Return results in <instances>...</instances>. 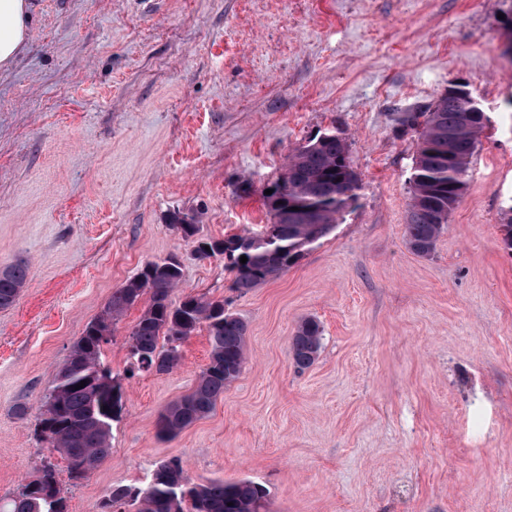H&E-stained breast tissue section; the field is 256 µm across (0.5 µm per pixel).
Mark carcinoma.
<instances>
[{"instance_id": "cac0c4a2", "label": "carcinoma", "mask_w": 512, "mask_h": 512, "mask_svg": "<svg viewBox=\"0 0 512 512\" xmlns=\"http://www.w3.org/2000/svg\"><path fill=\"white\" fill-rule=\"evenodd\" d=\"M465 101L456 94L439 98L426 112L402 119L417 128L405 238L420 256L431 255L448 216L466 188L471 158L484 129L481 119L463 122ZM288 181L276 180L273 193L263 195L271 216L259 233L237 234L222 241L198 236L200 213H175L172 228L197 237L196 252L203 258L222 256L234 274L233 288L246 293L288 270L313 243L330 233L356 199L358 175L349 145L333 132L302 144L288 155ZM246 263H240V257ZM178 262H148L112 293L101 315L89 323L59 367L46 406L41 432L50 446L64 455L70 479L90 474L111 450L112 422L123 408V391L102 362L104 345L112 341L115 326L140 298L149 304L131 327L128 359L131 370L169 373L181 361V344L205 326L210 345L209 363L192 390L161 413L157 434L172 438L205 417L235 381L246 362L243 320L224 308V301L187 295L178 305L170 301L179 286ZM28 283V265L19 262L0 269V309L11 307ZM322 326L304 319L290 341V355L300 369L310 367L321 347ZM84 384L79 389L77 385ZM266 491L242 479L195 484L178 458L164 460L144 488L112 489L104 508L132 503L136 512H265ZM0 512H68L60 495L55 466L45 463L22 492Z\"/></svg>"}]
</instances>
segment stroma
<instances>
[{
  "label": "stroma",
  "mask_w": 512,
  "mask_h": 512,
  "mask_svg": "<svg viewBox=\"0 0 512 512\" xmlns=\"http://www.w3.org/2000/svg\"><path fill=\"white\" fill-rule=\"evenodd\" d=\"M30 39L0 69V268L29 284L0 309V502L53 463L69 512H104L181 458L191 482L249 479L268 512H512V0H32ZM487 117L431 257L405 240L418 135L401 125L449 86ZM344 138L359 175L335 229L242 294L172 213L221 239L269 221L262 192L297 146ZM181 262L172 303L223 301L245 367L171 439L164 408L210 346L166 374L128 370L118 323L102 359L123 387L112 449L84 480L39 435L59 366L115 289ZM320 321L319 354L289 343ZM322 332L320 322L313 317L299 324L290 341V355L298 368L306 369L313 364L321 347Z\"/></svg>",
  "instance_id": "stroma-1"
}]
</instances>
